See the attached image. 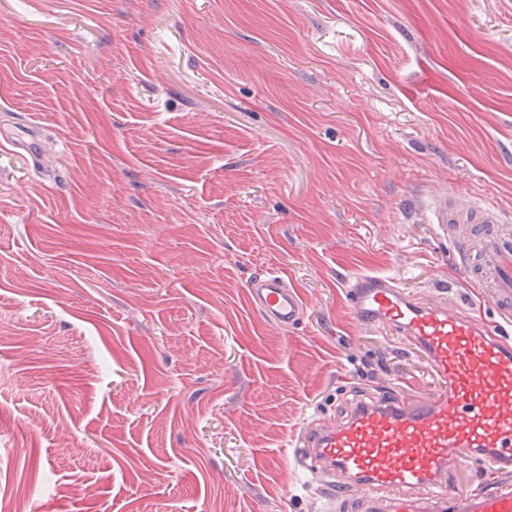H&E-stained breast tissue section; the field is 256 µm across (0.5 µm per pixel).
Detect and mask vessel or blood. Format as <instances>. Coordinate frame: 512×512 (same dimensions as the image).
<instances>
[{
  "mask_svg": "<svg viewBox=\"0 0 512 512\" xmlns=\"http://www.w3.org/2000/svg\"><path fill=\"white\" fill-rule=\"evenodd\" d=\"M437 221L458 240L465 275L502 324L413 300L388 276L363 274L346 284L355 318L381 321L424 350L446 388L354 400L344 418L305 424L293 459L308 472H328L344 512H512V334L505 328L512 321V226L497 207L463 208L453 199L439 207ZM248 292L266 321L285 330L300 323L302 299L284 272L254 275ZM463 452L480 465L478 486L465 498L451 480Z\"/></svg>",
  "mask_w": 512,
  "mask_h": 512,
  "instance_id": "vessel-or-blood-1",
  "label": "vessel or blood"
}]
</instances>
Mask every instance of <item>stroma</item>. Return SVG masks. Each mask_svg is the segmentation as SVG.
Segmentation results:
<instances>
[{"instance_id": "35a3bbf8", "label": "stroma", "mask_w": 512, "mask_h": 512, "mask_svg": "<svg viewBox=\"0 0 512 512\" xmlns=\"http://www.w3.org/2000/svg\"><path fill=\"white\" fill-rule=\"evenodd\" d=\"M0 512H332L289 438L442 390L344 281L475 296L431 218L512 225V0H0ZM304 304L282 330L251 277ZM249 298L267 322L294 329L301 321L303 304L297 287L284 272L266 270L248 284Z\"/></svg>"}]
</instances>
